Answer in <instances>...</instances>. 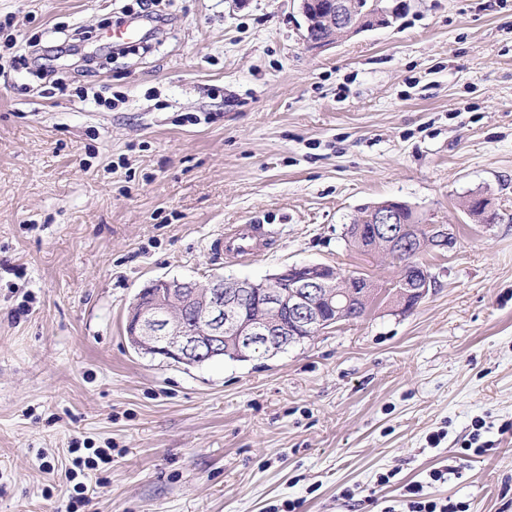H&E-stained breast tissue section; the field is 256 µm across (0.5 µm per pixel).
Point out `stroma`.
Segmentation results:
<instances>
[{
	"label": "stroma",
	"mask_w": 512,
	"mask_h": 512,
	"mask_svg": "<svg viewBox=\"0 0 512 512\" xmlns=\"http://www.w3.org/2000/svg\"><path fill=\"white\" fill-rule=\"evenodd\" d=\"M407 2L315 49L298 0H172L114 53L101 35L139 0H0V512H65L75 448L112 451L78 512H405L410 482L512 512V0ZM66 41L40 73L31 44ZM54 77L98 97L50 96ZM475 193L496 223L468 214ZM385 199L457 237L424 254L411 310L244 362L130 346L162 276L321 263L388 287L398 265L345 237ZM253 222L273 249L212 251ZM478 419L495 449L462 457ZM443 464L459 475L431 481Z\"/></svg>",
	"instance_id": "obj_1"
}]
</instances>
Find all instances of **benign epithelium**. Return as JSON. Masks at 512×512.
Masks as SVG:
<instances>
[{"mask_svg": "<svg viewBox=\"0 0 512 512\" xmlns=\"http://www.w3.org/2000/svg\"><path fill=\"white\" fill-rule=\"evenodd\" d=\"M380 25L395 18L387 0H371ZM321 21L340 26L349 35L361 32L354 22L352 0H326L319 10ZM409 204L388 200L368 216L369 237L387 256L411 259L420 255L419 239L404 236L398 223L399 211ZM428 248L444 254L451 251L456 236L449 224H425ZM432 285L429 273L404 280V305L419 302ZM154 297L148 304L141 298L131 306L127 335L140 351L188 366L202 364L224 354V342L234 343L236 354H275L335 327L363 287L362 278L342 276L325 264L291 265L259 283L249 279L215 276L202 284L159 277L148 284Z\"/></svg>", "mask_w": 512, "mask_h": 512, "instance_id": "obj_1", "label": "benign epithelium"}]
</instances>
